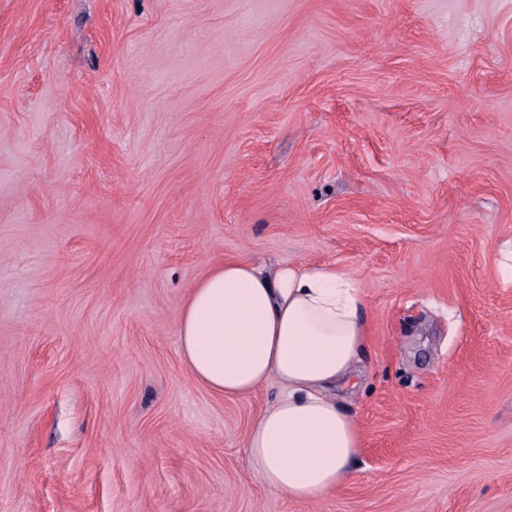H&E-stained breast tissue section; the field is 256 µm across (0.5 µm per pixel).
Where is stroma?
<instances>
[{"label": "stroma", "instance_id": "35a3bbf8", "mask_svg": "<svg viewBox=\"0 0 512 512\" xmlns=\"http://www.w3.org/2000/svg\"><path fill=\"white\" fill-rule=\"evenodd\" d=\"M333 264L348 480L249 469L215 265ZM512 0H0V512H512Z\"/></svg>", "mask_w": 512, "mask_h": 512}]
</instances>
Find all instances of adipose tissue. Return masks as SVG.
<instances>
[{"instance_id":"obj_1","label":"adipose tissue","mask_w":512,"mask_h":512,"mask_svg":"<svg viewBox=\"0 0 512 512\" xmlns=\"http://www.w3.org/2000/svg\"><path fill=\"white\" fill-rule=\"evenodd\" d=\"M363 308L359 282L341 267L300 263L271 274L245 258L213 267L184 307L181 355L210 392L245 397L279 383L246 446L253 472L288 497L327 496L360 454L362 432L334 390L367 345Z\"/></svg>"}]
</instances>
